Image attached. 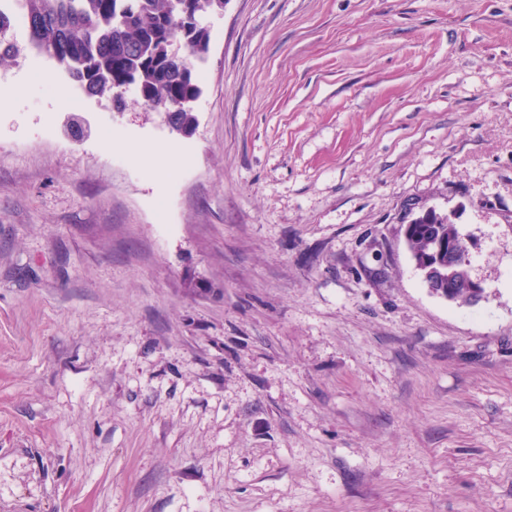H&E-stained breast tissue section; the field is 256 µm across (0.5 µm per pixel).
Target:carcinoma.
Listing matches in <instances>:
<instances>
[{"mask_svg":"<svg viewBox=\"0 0 512 512\" xmlns=\"http://www.w3.org/2000/svg\"><path fill=\"white\" fill-rule=\"evenodd\" d=\"M33 48L54 58L87 95L123 101L134 85L141 104L173 112L191 128L200 87L191 59L209 49L210 31L186 17L224 10V0H15ZM187 53H171L176 37ZM458 228L443 217L423 218L407 239L426 285L442 297L470 305V257Z\"/></svg>","mask_w":512,"mask_h":512,"instance_id":"carcinoma-1","label":"carcinoma"}]
</instances>
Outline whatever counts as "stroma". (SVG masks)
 I'll return each mask as SVG.
<instances>
[{
  "mask_svg": "<svg viewBox=\"0 0 512 512\" xmlns=\"http://www.w3.org/2000/svg\"><path fill=\"white\" fill-rule=\"evenodd\" d=\"M202 22L186 136L0 66V512H512V0ZM431 212L436 213L434 209L428 210L406 225L404 231L405 239L408 237L411 225ZM457 227L454 222L450 221L449 216L448 220L447 218L435 215L426 217L421 219L419 224L415 225V229L410 234L406 244L413 260L422 268V272H428V277L424 282L428 287L430 286L432 293H437L449 301L453 300L461 304L472 305L476 295L478 297L477 302L482 300L484 288L480 282L473 281L470 278L469 271L466 270V267L470 265V257L465 242L458 240L459 231ZM440 241L446 244L444 251L437 250V243ZM448 241L456 243V252L448 253ZM451 268L463 269L453 273L448 282V277H443L442 273L448 274Z\"/></svg>",
  "mask_w": 512,
  "mask_h": 512,
  "instance_id": "35a3bbf8",
  "label": "stroma"
}]
</instances>
